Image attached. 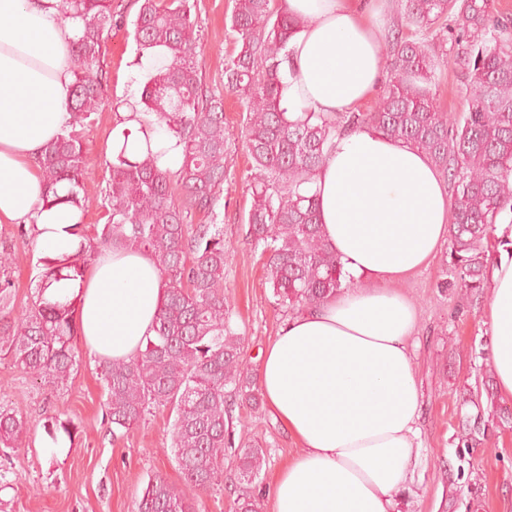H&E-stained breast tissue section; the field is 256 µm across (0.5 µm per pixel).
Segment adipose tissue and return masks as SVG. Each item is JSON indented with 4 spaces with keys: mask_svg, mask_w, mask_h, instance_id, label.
<instances>
[{
    "mask_svg": "<svg viewBox=\"0 0 512 512\" xmlns=\"http://www.w3.org/2000/svg\"><path fill=\"white\" fill-rule=\"evenodd\" d=\"M300 25L289 42L281 104L355 111L383 78L382 32L367 0H279ZM78 31L59 0H0V224L29 228L47 255L74 252L80 212L48 207L38 165L67 127ZM322 234L348 288L288 320L258 381L299 453L278 475L273 512H397L422 448L421 393L408 338L410 301L393 284L430 261L448 236L450 204L428 157L372 127L349 131L315 175ZM485 322L497 389L512 399V257L489 270ZM164 300L154 259L112 249L88 266L78 297L90 354L126 359Z\"/></svg>",
    "mask_w": 512,
    "mask_h": 512,
    "instance_id": "1",
    "label": "adipose tissue"
}]
</instances>
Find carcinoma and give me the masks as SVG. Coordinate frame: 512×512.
I'll use <instances>...</instances> for the list:
<instances>
[{
	"label": "carcinoma",
	"instance_id": "cac0c4a2",
	"mask_svg": "<svg viewBox=\"0 0 512 512\" xmlns=\"http://www.w3.org/2000/svg\"><path fill=\"white\" fill-rule=\"evenodd\" d=\"M410 35L388 52L389 77L375 107L343 115L305 112L291 121L281 106V66L296 19L274 0H233L228 34L234 53L224 64L225 86L247 103L244 137L252 161L248 233L260 249L275 303L300 311L349 286L350 276L321 235L313 177L337 136L370 126L425 153L443 179H451L449 266L461 287L483 292L489 261L512 240L495 225L512 224V15L492 0H399ZM190 0H140L131 22L141 56L156 50L166 63L148 73L132 111L145 150L128 144L106 162V221L94 234L80 226L71 256L38 258L35 288L15 313L13 249L0 238V360L33 380L65 385L81 359L75 299L49 301L52 284L73 285L105 249L150 254L165 283L153 335L127 360H103L100 375L105 415L129 430L155 411L173 416L171 452L184 485L207 492L224 482L226 452L235 447L227 422L241 400L259 396L243 357V339L231 323L224 296V224L217 205L224 194V101L205 93L196 73L199 29ZM61 10L83 21L71 46L73 97L69 129L42 150L46 203L88 207L83 188L85 155L79 128L91 123L106 100L101 58L105 33L117 23L112 0H61ZM452 42L462 66V120L451 122L436 102L435 78L448 63L436 52ZM159 126L182 148L173 172L158 165L150 133ZM195 212L207 217L193 224ZM24 417L0 404V450L16 448ZM238 512H259L256 480L264 449L243 446L235 454ZM135 512H199L197 499L160 477L148 480Z\"/></svg>",
	"mask_w": 512,
	"mask_h": 512
}]
</instances>
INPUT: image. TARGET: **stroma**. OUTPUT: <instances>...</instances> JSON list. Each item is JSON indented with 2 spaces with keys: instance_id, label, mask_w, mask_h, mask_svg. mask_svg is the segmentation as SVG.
<instances>
[{
  "instance_id": "obj_1",
  "label": "stroma",
  "mask_w": 512,
  "mask_h": 512,
  "mask_svg": "<svg viewBox=\"0 0 512 512\" xmlns=\"http://www.w3.org/2000/svg\"><path fill=\"white\" fill-rule=\"evenodd\" d=\"M127 21L139 0H113ZM192 15L201 31L196 67L205 91L223 96L227 150L224 155V291L232 321L244 338V359L258 373L270 340L291 312L277 306L265 282L259 250L247 234L245 215L251 205V159L242 125V98L224 86V61L233 50L225 32L230 0H193ZM124 26L112 29L103 59L108 105L82 131L86 226L104 221L103 201L109 172L104 160L112 153L122 112L139 97L146 71ZM0 236L13 238V274L17 306H24L34 288L39 256L29 235L17 226L0 225ZM448 250L440 248L427 266L399 281L413 303L417 325L409 340L422 393L420 430L423 441L411 491L398 512H512V422H489L490 404L479 368L491 360L489 328L484 322L487 297H473L461 288L448 266ZM99 359L83 354L66 386L53 389L33 382L10 363L0 361V403L20 411L27 421L21 448L0 457V512H134L149 478L181 484L170 452L169 411H156L121 437H113L105 416ZM69 420L74 437L50 432L51 418ZM235 437L263 448L267 463L259 490L264 512L272 509V483L294 459L298 448L266 405L244 404L233 411Z\"/></svg>"
}]
</instances>
